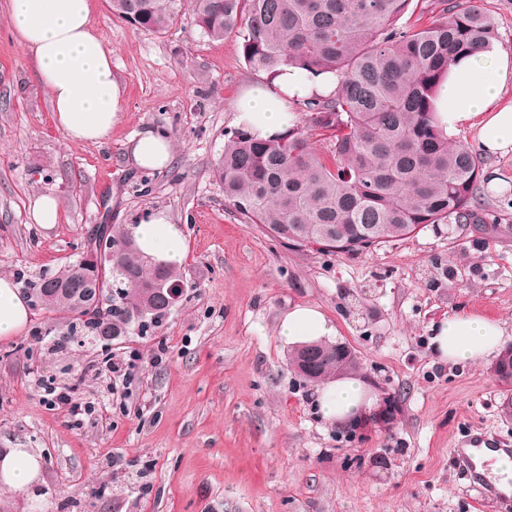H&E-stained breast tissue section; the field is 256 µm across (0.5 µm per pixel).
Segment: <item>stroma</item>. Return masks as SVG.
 I'll use <instances>...</instances> for the list:
<instances>
[{
  "instance_id": "35a3bbf8",
  "label": "stroma",
  "mask_w": 512,
  "mask_h": 512,
  "mask_svg": "<svg viewBox=\"0 0 512 512\" xmlns=\"http://www.w3.org/2000/svg\"><path fill=\"white\" fill-rule=\"evenodd\" d=\"M91 20L124 85L100 145L67 142L56 127L0 0V275L28 289L75 262L97 225L161 208L185 233V288L143 335L89 336L70 315L34 310L0 338V448L44 458L36 490H1L0 512H503L458 469L451 444L481 431L512 445V386L494 358L442 361L432 337L468 313L498 320L512 346V155L485 158L471 223L356 254L287 245L244 223L215 173L234 104L258 77L240 38L209 40L187 19L162 35L137 29L107 0H92ZM146 126L174 143L159 173L126 164L128 139ZM46 192L61 210L50 230L30 214ZM296 304L329 318L376 400L391 404L389 424L322 416L278 334ZM132 351L138 366L119 403L105 362ZM43 375L80 380V420L43 399Z\"/></svg>"
}]
</instances>
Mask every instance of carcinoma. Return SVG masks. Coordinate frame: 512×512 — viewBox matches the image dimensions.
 Instances as JSON below:
<instances>
[{
  "mask_svg": "<svg viewBox=\"0 0 512 512\" xmlns=\"http://www.w3.org/2000/svg\"><path fill=\"white\" fill-rule=\"evenodd\" d=\"M191 0L195 24L220 41L242 39L249 68L268 74L293 67L336 75V89L288 102L291 119L272 139L232 132L216 163L224 200L248 224L286 244L359 253L407 239L432 224H468L482 193L483 163L438 126L434 98L448 64L497 37L491 19L470 0ZM130 25L163 34L182 20V0H109ZM429 22H422L423 17ZM120 244L103 268L100 288L112 303L51 296L30 283L41 310L76 316L93 334L124 336L159 324L156 272L170 284L175 267L155 265L137 250L126 224H107ZM93 239L76 263L58 272L85 279ZM289 363L320 384L359 371V362L325 340L300 345Z\"/></svg>",
  "mask_w": 512,
  "mask_h": 512,
  "instance_id": "obj_1",
  "label": "carcinoma"
}]
</instances>
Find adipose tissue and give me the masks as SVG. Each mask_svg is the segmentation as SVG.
<instances>
[{"label":"adipose tissue","instance_id":"1","mask_svg":"<svg viewBox=\"0 0 512 512\" xmlns=\"http://www.w3.org/2000/svg\"><path fill=\"white\" fill-rule=\"evenodd\" d=\"M16 42L31 59L49 91L57 128L66 140L103 143L119 121L123 87L112 72V51L91 24V0H10ZM336 87L331 74L316 77L283 69L262 76L238 101L234 121L261 138L274 137L288 122L289 101ZM438 121L445 131L468 129L487 156L512 154V51L493 42L458 58L436 92ZM174 161L168 134L145 128L127 142L126 162L144 172H161ZM139 252L157 264L180 265L185 236L168 213L150 210L132 228ZM29 321L27 300L16 283L0 277V338L16 335ZM326 315L311 305L293 306L279 324L288 343L301 344L335 335ZM503 343L493 319L456 314L441 321L433 337L435 353L456 363L481 360ZM323 416L336 424L354 421L370 410L375 397L361 378L339 375L319 399ZM43 460L34 448L0 450V490L25 492L42 479Z\"/></svg>","mask_w":512,"mask_h":512}]
</instances>
